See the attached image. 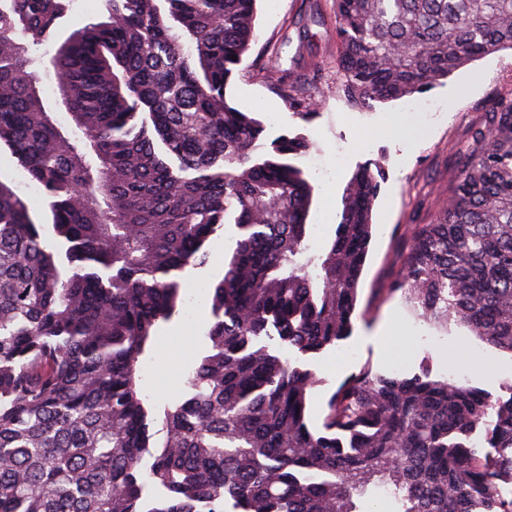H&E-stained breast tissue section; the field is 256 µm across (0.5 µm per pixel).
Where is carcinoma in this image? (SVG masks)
Listing matches in <instances>:
<instances>
[{
	"label": "carcinoma",
	"mask_w": 512,
	"mask_h": 512,
	"mask_svg": "<svg viewBox=\"0 0 512 512\" xmlns=\"http://www.w3.org/2000/svg\"><path fill=\"white\" fill-rule=\"evenodd\" d=\"M0 0V150L47 200L0 178V512H512V382L345 378L308 425L302 355L352 331L384 172L350 179L329 248L307 244L304 135L265 127L226 89L255 39L258 0ZM339 89L354 108L428 92L512 49V0H332ZM58 91L44 104L41 73ZM304 119L317 99L279 82ZM60 108L69 125L58 124ZM234 226L211 298L209 347L154 431L136 374L182 274ZM401 293L424 322L512 354V89L491 97L448 203L407 229ZM100 0H77L70 22L75 25L94 21L100 15Z\"/></svg>",
	"instance_id": "obj_1"
}]
</instances>
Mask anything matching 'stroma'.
Segmentation results:
<instances>
[{
	"label": "stroma",
	"mask_w": 512,
	"mask_h": 512,
	"mask_svg": "<svg viewBox=\"0 0 512 512\" xmlns=\"http://www.w3.org/2000/svg\"><path fill=\"white\" fill-rule=\"evenodd\" d=\"M332 0H259L257 38L228 90L239 107L257 113L266 141L302 134L315 143L319 164L307 167L314 188L307 232L316 250L329 247L339 221L342 198L358 167L379 163L384 172L372 221L373 239L360 282L358 311L350 336L334 350L307 358L319 375L311 426H319L322 406L341 381L360 367L411 377L428 373L502 394L512 380V354L486 344L465 327L441 329L407 310L400 296H378L397 271L406 249V225L433 223L455 181L457 159L472 125L480 121L486 101L512 88V49L480 57L447 79L427 98L442 111L419 120L400 100L354 108L336 88V38ZM307 37H299V27ZM280 66L299 82L320 72L316 87L321 105L311 120L297 115L266 74ZM208 264L191 269L177 314L157 328V340L142 357L137 386L154 421L178 403L185 381L206 350L205 333L213 321L210 294L226 252L235 246L233 227L218 231ZM465 346L467 359L455 351Z\"/></svg>",
	"instance_id": "35a3bbf8"
}]
</instances>
